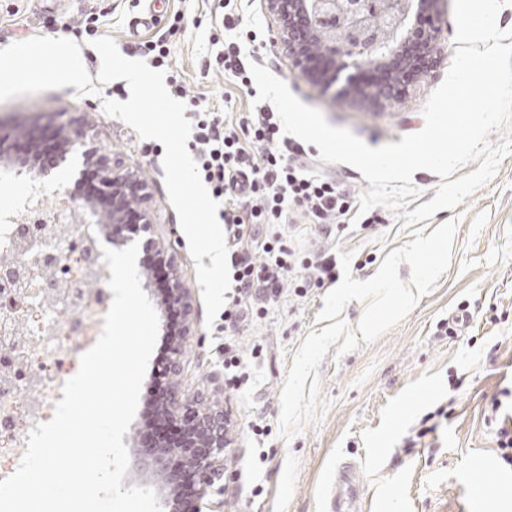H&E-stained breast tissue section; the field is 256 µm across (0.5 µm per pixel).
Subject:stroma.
Wrapping results in <instances>:
<instances>
[{"label":"stroma","instance_id":"stroma-1","mask_svg":"<svg viewBox=\"0 0 512 512\" xmlns=\"http://www.w3.org/2000/svg\"><path fill=\"white\" fill-rule=\"evenodd\" d=\"M237 9L246 61L373 148L422 129L423 106L456 49L446 0L435 65L395 102L370 108L294 74L261 0H237ZM174 23L169 69L190 99L215 106L230 124L253 111L237 78L204 66L224 47L219 0H0V56L56 40L81 54L86 73L79 89L33 83L24 72L54 62L23 59L16 76L0 78V136L9 148L0 167L39 179L48 198L89 202L107 235L129 229L107 222L112 198L94 165L78 158L39 175L65 147L59 125L84 129L100 153L146 185L139 205L153 221L152 255L175 249V270L193 296L176 391L223 408L233 428L224 512H328L336 472L349 463L363 512H512V495L489 496L473 483L477 472L487 483H512L500 446L501 428L512 429V155L456 208L412 225L381 206L323 230L298 207L287 223L245 225L239 248L251 252L279 237L302 255L331 254L339 278L303 294L284 286L263 315L233 327L220 315L206 325L189 246L174 242L180 225L164 183V147L104 112L103 100L127 101L130 90L123 79L98 81L92 45L108 35L124 57L139 59ZM34 143L36 161L28 154ZM462 314L466 326L449 328V317ZM228 342L246 365L237 387L225 376Z\"/></svg>","mask_w":512,"mask_h":512}]
</instances>
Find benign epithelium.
Listing matches in <instances>:
<instances>
[{
    "label": "benign epithelium",
    "instance_id": "1",
    "mask_svg": "<svg viewBox=\"0 0 512 512\" xmlns=\"http://www.w3.org/2000/svg\"><path fill=\"white\" fill-rule=\"evenodd\" d=\"M441 2L386 0L378 8L373 0H263L297 75L312 77L310 60L315 56L332 65L324 81L327 90L349 68L380 74L375 85L343 88L368 106H383L399 98L405 87L420 81L432 68L442 32ZM85 138L81 129L67 132L70 149L56 156L52 168L65 162L69 152L81 153L86 161L93 156L99 164L103 191L122 194L126 206L143 197L145 186L112 168L95 148H86ZM167 301L181 307L185 316L191 315L192 296L180 279H174ZM182 350L183 337L178 336L171 342L165 365V373L173 378L181 375ZM160 407L164 417L181 421L184 436L178 444L155 443L139 450L143 474L159 478L163 488L175 491L187 472L198 486L193 512H221L224 502H214L211 496L224 475V410L205 407L200 399L182 403L174 390L161 400Z\"/></svg>",
    "mask_w": 512,
    "mask_h": 512
}]
</instances>
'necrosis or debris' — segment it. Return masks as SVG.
<instances>
[{
	"instance_id": "obj_1",
	"label": "necrosis or debris",
	"mask_w": 512,
	"mask_h": 512,
	"mask_svg": "<svg viewBox=\"0 0 512 512\" xmlns=\"http://www.w3.org/2000/svg\"><path fill=\"white\" fill-rule=\"evenodd\" d=\"M44 200L42 187L19 183L0 203V441L16 468L32 431L55 409L64 362L91 349L104 323V297L90 290L94 250L83 245L65 269L58 241L34 215Z\"/></svg>"
}]
</instances>
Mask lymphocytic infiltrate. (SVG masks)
<instances>
[{"mask_svg": "<svg viewBox=\"0 0 512 512\" xmlns=\"http://www.w3.org/2000/svg\"><path fill=\"white\" fill-rule=\"evenodd\" d=\"M265 145L259 155L243 147L242 138ZM191 143L203 182L213 198L221 202V218L227 233H238L244 218L256 224L285 223L289 205L303 208L315 224L346 215L352 206L349 193L332 178L311 174L302 150L282 133L276 110L270 103L257 104L238 127H226L218 113L198 109L192 126ZM234 295L225 308L226 321L246 318L249 311L264 312L278 296L284 276L293 269L312 271L299 287L323 286L336 279L335 266L325 256L310 260L296 258L282 242L264 243L260 257L231 251Z\"/></svg>", "mask_w": 512, "mask_h": 512, "instance_id": "1", "label": "lymphocytic infiltrate"}]
</instances>
